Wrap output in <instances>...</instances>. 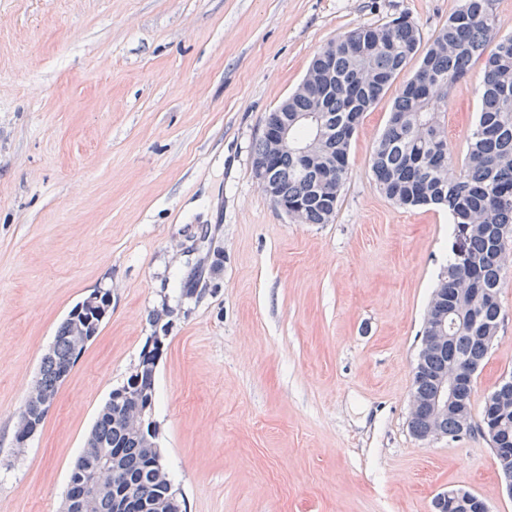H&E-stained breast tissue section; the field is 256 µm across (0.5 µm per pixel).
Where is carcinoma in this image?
Returning <instances> with one entry per match:
<instances>
[{"label":"carcinoma","instance_id":"1","mask_svg":"<svg viewBox=\"0 0 512 512\" xmlns=\"http://www.w3.org/2000/svg\"><path fill=\"white\" fill-rule=\"evenodd\" d=\"M494 0H462L434 39L421 46L413 23L400 19L383 27L358 25L328 42L312 59L302 87L288 96L283 111L288 121L315 112L321 119L329 150L311 165L303 166L294 149L272 160L268 175L279 194L293 201L304 199L305 224L332 221L342 186L347 178L348 154L357 131L352 119H361L375 105L407 66L415 61L413 76L398 89L387 126L377 142L371 170L379 190L390 200L406 207H445L454 226H467L468 261L452 258L439 287L448 295H459L466 324L457 329L448 351L426 354L420 372L413 377V394L421 401L433 393L434 378L448 361L474 364L487 356L490 345L477 338L481 328L497 335L500 305L468 294L470 288H500L504 262H512V34H500ZM485 60L478 90L481 111L468 138L461 168H452L453 147L435 155L433 141L447 139L441 114L447 111L446 88L462 80L473 61ZM336 160V185L322 187L321 167ZM110 304L109 292L101 293L94 307H75L59 326L52 349L43 357L35 383L41 400L25 402V425L41 426L49 406L81 353L73 336L98 333ZM150 354L141 355L139 371L129 377L122 400L108 401L77 458L65 495V512H114L112 486L103 484L88 496L89 484L101 480L100 466L110 460V475L135 499L150 504L148 512H181L177 488L168 473L158 474L156 448L146 446L144 434L133 429L127 415L150 408L154 403V382L161 346L168 324L153 318ZM429 406L409 421L411 433L424 434L429 427ZM443 432L453 436L461 431L456 411L437 420ZM494 427L501 440L492 446L504 478L512 480V391L507 398L480 415L481 426ZM483 499L463 491V504L454 512H481Z\"/></svg>","mask_w":512,"mask_h":512}]
</instances>
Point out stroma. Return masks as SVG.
<instances>
[{"instance_id":"35a3bbf8","label":"stroma","mask_w":512,"mask_h":512,"mask_svg":"<svg viewBox=\"0 0 512 512\" xmlns=\"http://www.w3.org/2000/svg\"><path fill=\"white\" fill-rule=\"evenodd\" d=\"M460 0H0V512H61L98 414L171 311L152 415L182 512H434L462 487L512 512L479 433L409 430L414 368L452 217L377 188L395 93L366 112L331 223L258 188L265 116L313 56L405 16L430 43ZM482 62L448 90L461 167ZM214 230L206 290L181 285ZM109 292L38 431L14 436L70 310ZM473 414L512 374V267Z\"/></svg>"}]
</instances>
